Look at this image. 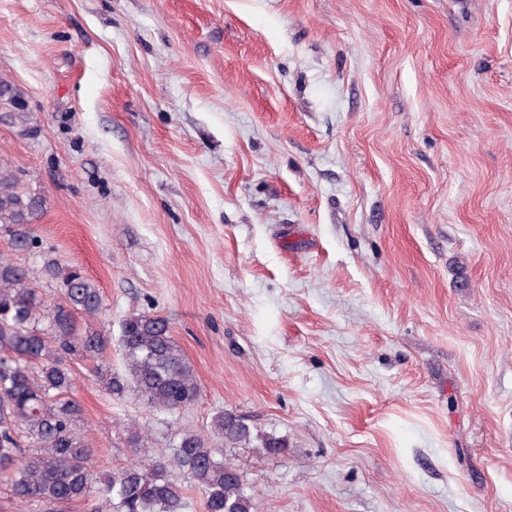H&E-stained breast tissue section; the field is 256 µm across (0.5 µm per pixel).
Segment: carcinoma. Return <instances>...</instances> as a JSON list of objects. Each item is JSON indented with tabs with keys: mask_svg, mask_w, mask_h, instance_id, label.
I'll return each instance as SVG.
<instances>
[{
	"mask_svg": "<svg viewBox=\"0 0 512 512\" xmlns=\"http://www.w3.org/2000/svg\"><path fill=\"white\" fill-rule=\"evenodd\" d=\"M0 108L26 125L29 109L11 85L0 81ZM41 202L19 189L16 172L0 165V234L12 248L30 252L39 247L32 224ZM42 273L59 288L49 303L33 286L29 270L0 257V483L11 499L39 512H60L71 503L88 512H188L186 487L198 490L205 512H253L254 498L240 469L224 459V444L260 442L269 456L287 451L286 440L259 434L232 412L213 418L211 437L182 429L166 448L139 455L145 432L130 429L134 458L98 476L82 435L83 407L72 393L73 358L99 361L97 381L111 394L135 391L145 404L179 413L198 398L194 370L171 334L168 319L133 314L122 324L125 370L114 373L101 363L110 337L77 317L99 316V289L75 266L42 256Z\"/></svg>",
	"mask_w": 512,
	"mask_h": 512,
	"instance_id": "cac0c4a2",
	"label": "carcinoma"
}]
</instances>
